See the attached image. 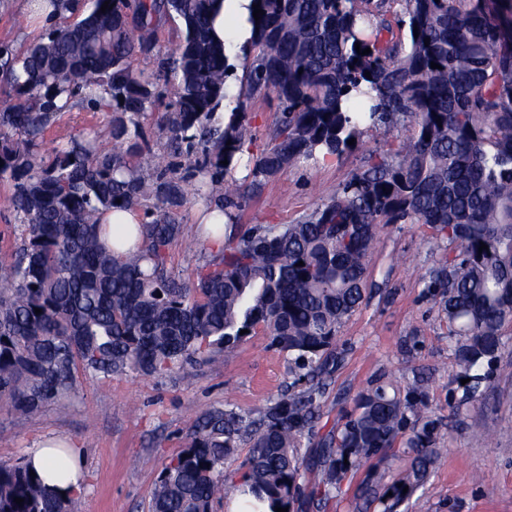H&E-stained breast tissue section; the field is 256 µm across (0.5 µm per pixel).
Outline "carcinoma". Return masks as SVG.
I'll return each mask as SVG.
<instances>
[{"instance_id":"1","label":"carcinoma","mask_w":512,"mask_h":512,"mask_svg":"<svg viewBox=\"0 0 512 512\" xmlns=\"http://www.w3.org/2000/svg\"><path fill=\"white\" fill-rule=\"evenodd\" d=\"M58 1L83 18L51 25L21 53L0 45V92L13 100L0 110V182L12 183L22 226L0 256L1 401L32 413L70 397L80 372L163 376L258 334L288 354L297 380L327 377L339 329L365 299L380 224H423L448 244L426 287L440 296L457 377L467 380L462 401L476 399L512 323V0H253L263 15L249 17L252 51L236 90L226 43L212 33L218 0H41L37 9ZM172 13L185 27L176 56L135 72L157 20ZM357 43L371 52L357 53ZM162 79L176 88L158 117L163 166L139 123L164 99ZM261 94L275 97L280 115L254 155L246 109ZM106 97L108 136L87 133L41 155L58 115ZM372 129L405 135L366 153L297 221L237 223L254 190L320 150L342 158ZM242 164L244 184H225L214 203L228 219L224 247L189 273L175 270L170 249L184 236L177 209L189 188L220 183ZM112 209L144 210L139 251L101 244V216ZM318 393L312 384L256 417L203 412L163 467L150 512H213L224 462L245 441L242 485L270 512H293L300 489L327 500L400 439L410 468L380 498L394 512L403 489L436 463L440 422L425 395L376 382L303 470L297 447L313 428ZM70 503L26 460L0 464V512H70Z\"/></svg>"}]
</instances>
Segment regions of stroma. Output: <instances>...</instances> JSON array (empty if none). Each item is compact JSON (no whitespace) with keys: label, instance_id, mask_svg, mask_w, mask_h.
<instances>
[{"label":"stroma","instance_id":"35a3bbf8","mask_svg":"<svg viewBox=\"0 0 512 512\" xmlns=\"http://www.w3.org/2000/svg\"><path fill=\"white\" fill-rule=\"evenodd\" d=\"M44 25L29 20L20 0H0V44L21 46L39 39ZM183 36L176 16L155 28L154 49L134 67L151 72L175 51ZM112 108L76 107L46 131L41 147L89 132L108 133ZM382 141L367 134L360 150L341 160L289 168L266 183L241 214L244 224L291 222L320 205L357 169L365 151ZM368 266L366 297L341 326L338 361L317 398L318 423L298 448L315 454L321 437L340 425L355 397L377 378L398 388L421 383L431 414L451 428L436 445L438 463L400 502L397 512H512V324L503 329L505 348L490 365V387L480 401L460 404L457 361L439 298L424 279L444 251L421 224H387ZM288 356L264 336L246 338L232 353L163 376L127 374L78 378L76 396L51 401L30 415L0 402V462L13 464L49 437L79 454L80 487L72 512H149L166 463L188 442L202 412L230 406L257 415L270 401L294 391ZM409 465L403 446L387 454L374 480L365 470L348 475L335 497L301 501L294 512H381L385 489Z\"/></svg>","mask_w":512,"mask_h":512}]
</instances>
